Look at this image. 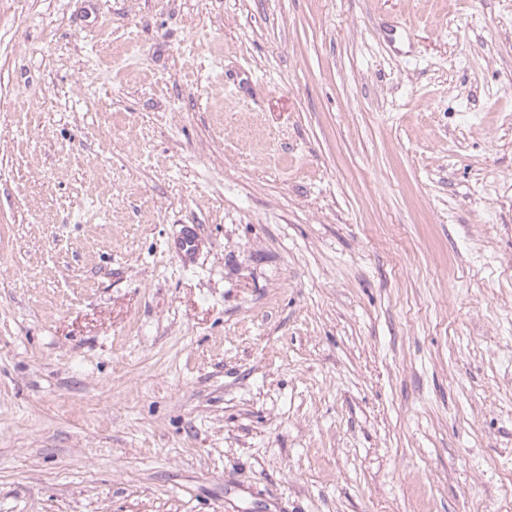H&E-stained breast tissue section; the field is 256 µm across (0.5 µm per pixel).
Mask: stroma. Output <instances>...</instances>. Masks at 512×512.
<instances>
[{
	"mask_svg": "<svg viewBox=\"0 0 512 512\" xmlns=\"http://www.w3.org/2000/svg\"><path fill=\"white\" fill-rule=\"evenodd\" d=\"M0 512H512V0H0Z\"/></svg>",
	"mask_w": 512,
	"mask_h": 512,
	"instance_id": "obj_1",
	"label": "stroma"
}]
</instances>
